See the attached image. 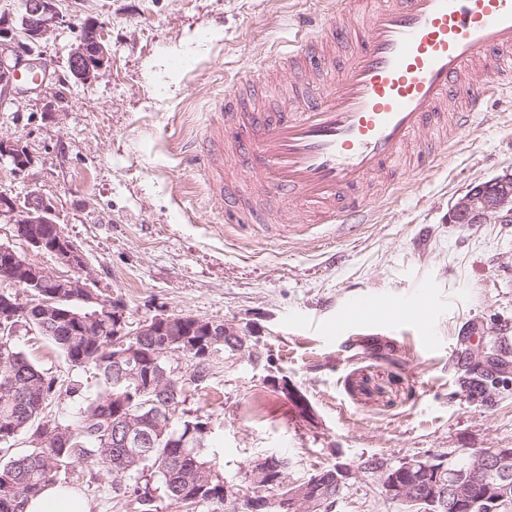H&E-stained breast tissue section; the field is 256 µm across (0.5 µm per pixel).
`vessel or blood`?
<instances>
[{
  "mask_svg": "<svg viewBox=\"0 0 512 512\" xmlns=\"http://www.w3.org/2000/svg\"><path fill=\"white\" fill-rule=\"evenodd\" d=\"M306 74L279 111L245 102L241 89ZM512 93V0H329L299 18L287 49L225 88L205 147L192 164L207 192L233 198L240 224L260 219L250 198L297 201L314 223L342 234L371 223L376 200L416 164L439 167L423 134L466 139L488 98ZM397 322L388 302H351L347 323Z\"/></svg>",
  "mask_w": 512,
  "mask_h": 512,
  "instance_id": "obj_1",
  "label": "vessel or blood"
}]
</instances>
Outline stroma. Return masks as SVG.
<instances>
[{
	"mask_svg": "<svg viewBox=\"0 0 512 512\" xmlns=\"http://www.w3.org/2000/svg\"><path fill=\"white\" fill-rule=\"evenodd\" d=\"M317 8L318 0H61L63 21L38 48L49 70L43 91L0 105V137L21 139L33 160L22 172L0 162V194L49 199L86 258L90 287L121 302L128 322L185 313L236 329L243 349L212 355L202 380L189 361L165 358L186 386L174 421L208 417L227 480L241 481L270 453L288 457L300 479L338 463L512 448V223L448 221L472 185L512 171V97L492 98L467 142L437 145L446 164L402 178L352 237L322 224L288 242L226 229L231 201L206 195L186 162L213 100ZM86 19L100 23L110 51L90 84L68 68ZM375 298L424 305L429 329L419 331L410 312L356 342L342 310ZM476 332L495 379L482 397L463 385ZM14 341L60 382L46 421L71 420L78 400L67 388L76 380L96 392L92 371L27 327ZM283 378L311 417L276 389ZM59 479L92 512H137L93 463ZM335 512L408 508L367 477L349 480Z\"/></svg>",
	"mask_w": 512,
	"mask_h": 512,
	"instance_id": "1",
	"label": "stroma"
}]
</instances>
